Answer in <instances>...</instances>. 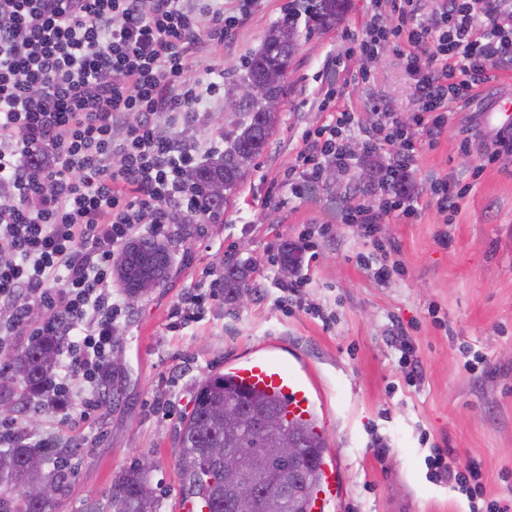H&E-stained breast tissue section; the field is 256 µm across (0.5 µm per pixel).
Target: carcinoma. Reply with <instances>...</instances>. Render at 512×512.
<instances>
[{"label": "carcinoma", "instance_id": "cac0c4a2", "mask_svg": "<svg viewBox=\"0 0 512 512\" xmlns=\"http://www.w3.org/2000/svg\"><path fill=\"white\" fill-rule=\"evenodd\" d=\"M346 0H317L311 6V19L319 27L338 23ZM300 32L295 18L270 29L261 47L249 58L242 84L262 82L266 93L284 99V78L299 46ZM277 116L267 115L261 103L245 101L232 112L231 130L224 134V154L191 173L196 187L206 184L224 186L225 195L202 196L206 210L219 214L224 209L227 194L235 190L246 174L241 157L255 159L262 154L274 133ZM224 296L238 299L242 292L251 291L250 268L245 262L224 266ZM57 336H35L21 345L8 374L0 372V402L12 399L14 381L22 384L23 394L30 397L44 394L59 353ZM247 406L250 410L284 423L289 434L309 458L302 481V492L284 500L282 512H308L310 494L317 484L325 444L314 436L309 427L290 422L281 401L264 394L236 386L226 374L206 378L199 385L193 408L183 421L179 434L177 465L183 477L184 496L203 503L206 512H228L224 506V464L204 461L211 448H235L249 453L257 448L259 438L251 429L234 435L224 433V411ZM38 456H46L25 445L0 450V512H55L56 505L67 491V477L58 471H38L29 464ZM51 483L56 491L53 499L32 495L41 482ZM113 512H160L161 504L151 484L150 473L133 464L119 477L111 495Z\"/></svg>", "mask_w": 512, "mask_h": 512}]
</instances>
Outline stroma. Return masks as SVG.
Instances as JSON below:
<instances>
[{
    "label": "stroma",
    "instance_id": "35a3bbf8",
    "mask_svg": "<svg viewBox=\"0 0 512 512\" xmlns=\"http://www.w3.org/2000/svg\"><path fill=\"white\" fill-rule=\"evenodd\" d=\"M307 4L256 0L249 19L210 54L224 62L223 90L204 100L199 119L177 139L203 151L223 144L226 103L249 58L273 25ZM371 10L370 0H348L339 23L300 38L266 150L218 219L174 228L165 241L167 279L115 323L119 362L102 409L84 420L78 409L27 400L29 433L82 449L56 512L107 507L115 482L141 460L153 465L161 512H181L177 435L198 384L260 348L299 358L319 386L325 455L340 465L339 512H470V498L454 482L430 478L427 458L437 448L452 449L455 466L479 465L483 501L512 505V153L486 165L479 149L463 155L457 137L444 135L407 176L419 217L384 219L373 240L356 225L335 223L334 215L355 191L379 193L394 150L337 170L309 202L281 185L303 130L330 118L319 108L322 74ZM373 67L374 93L408 115L412 88L403 64L387 54ZM477 166L482 174L444 223L429 199L431 178L451 173L466 180ZM302 237L311 255L297 275L307 286L288 302L264 273L278 269L284 244ZM237 260L250 261L256 286L244 302L226 300L213 285ZM189 292L200 304L190 319L172 322V308ZM400 332L413 342V363L402 360L394 342Z\"/></svg>",
    "mask_w": 512,
    "mask_h": 512
}]
</instances>
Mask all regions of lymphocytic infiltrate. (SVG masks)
Segmentation results:
<instances>
[{
  "label": "lymphocytic infiltrate",
  "instance_id": "obj_1",
  "mask_svg": "<svg viewBox=\"0 0 512 512\" xmlns=\"http://www.w3.org/2000/svg\"><path fill=\"white\" fill-rule=\"evenodd\" d=\"M255 0H0V353L28 327L26 301L44 330L67 337L48 402L102 405L112 327L124 307L112 292L120 249L143 232L201 222L188 173L195 148L171 134L219 88L224 68L194 66L223 46ZM341 73L319 89L329 123L307 132L284 174L294 197L318 185L326 163L349 169L356 154L397 150L386 173L398 184L380 205L345 200L348 223L374 235L383 218L417 216L403 183L420 152L435 149L460 105L497 71L512 68V0H376L349 34ZM405 60L413 121L380 99L356 113L337 108L347 88L371 85L369 64L388 47Z\"/></svg>",
  "mask_w": 512,
  "mask_h": 512
}]
</instances>
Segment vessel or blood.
Here are the masks:
<instances>
[{"mask_svg":"<svg viewBox=\"0 0 512 512\" xmlns=\"http://www.w3.org/2000/svg\"><path fill=\"white\" fill-rule=\"evenodd\" d=\"M469 111L480 113L482 122L478 134L486 140L512 130V95L507 93L483 94L468 106ZM230 373L235 383L244 389L262 392L282 400L292 419L312 422L316 436H324L313 396L315 387L311 372L291 362H284L269 353H259L234 364ZM340 467L334 461L321 465V477L310 503V512H333L341 490Z\"/></svg>","mask_w":512,"mask_h":512,"instance_id":"obj_1","label":"vessel or blood"}]
</instances>
